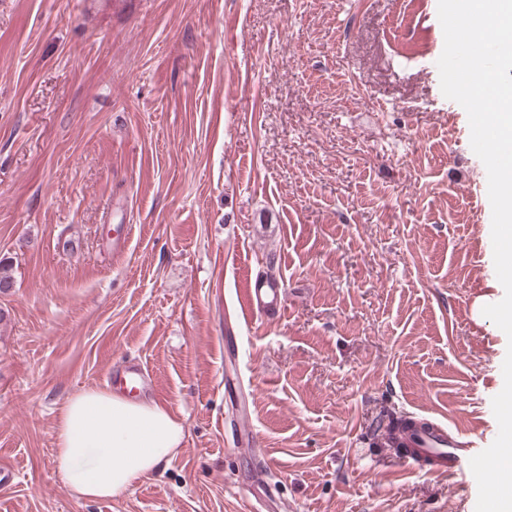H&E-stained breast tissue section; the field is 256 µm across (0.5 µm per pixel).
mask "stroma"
<instances>
[{
    "instance_id": "stroma-1",
    "label": "stroma",
    "mask_w": 512,
    "mask_h": 512,
    "mask_svg": "<svg viewBox=\"0 0 512 512\" xmlns=\"http://www.w3.org/2000/svg\"><path fill=\"white\" fill-rule=\"evenodd\" d=\"M437 5L0 0V512H475L470 467L377 441L399 413L498 434L507 337L475 302L504 289ZM129 362L184 445L77 498L57 415ZM244 298L248 308L274 320L281 316L284 308V286L274 278L249 279L244 288Z\"/></svg>"
}]
</instances>
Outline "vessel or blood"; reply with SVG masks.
<instances>
[{
	"instance_id": "vessel-or-blood-1",
	"label": "vessel or blood",
	"mask_w": 512,
	"mask_h": 512,
	"mask_svg": "<svg viewBox=\"0 0 512 512\" xmlns=\"http://www.w3.org/2000/svg\"><path fill=\"white\" fill-rule=\"evenodd\" d=\"M244 298L248 308L274 320L280 317L284 307V286L277 279L258 277L247 281ZM406 443L410 452L405 455V462L421 469H429L435 475L453 476L465 463L464 458L458 454V434L444 424L433 423L425 429L411 433Z\"/></svg>"
}]
</instances>
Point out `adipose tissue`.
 I'll return each mask as SVG.
<instances>
[{
  "label": "adipose tissue",
  "instance_id": "1",
  "mask_svg": "<svg viewBox=\"0 0 512 512\" xmlns=\"http://www.w3.org/2000/svg\"><path fill=\"white\" fill-rule=\"evenodd\" d=\"M56 470L87 500L118 497L162 464L185 439L182 420L156 400L107 387L72 394L54 426Z\"/></svg>",
  "mask_w": 512,
  "mask_h": 512
}]
</instances>
